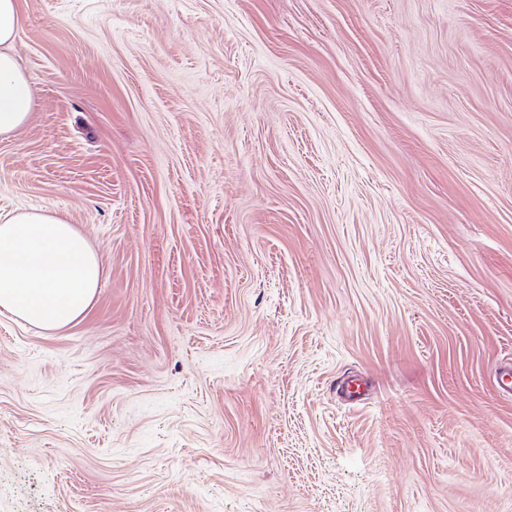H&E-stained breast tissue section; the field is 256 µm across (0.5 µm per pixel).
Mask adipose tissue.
Segmentation results:
<instances>
[{"label":"adipose tissue","instance_id":"ef3b65f1","mask_svg":"<svg viewBox=\"0 0 512 512\" xmlns=\"http://www.w3.org/2000/svg\"><path fill=\"white\" fill-rule=\"evenodd\" d=\"M19 0H0V136L30 118L34 93L12 51L22 27ZM96 252L84 235L40 209L0 216V312L46 330L79 321L100 284Z\"/></svg>","mask_w":512,"mask_h":512}]
</instances>
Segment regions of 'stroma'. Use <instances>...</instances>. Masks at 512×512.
I'll use <instances>...</instances> for the list:
<instances>
[{
  "label": "stroma",
  "mask_w": 512,
  "mask_h": 512,
  "mask_svg": "<svg viewBox=\"0 0 512 512\" xmlns=\"http://www.w3.org/2000/svg\"><path fill=\"white\" fill-rule=\"evenodd\" d=\"M20 7L0 214L102 276L0 314V512H512V0Z\"/></svg>",
  "instance_id": "stroma-1"
}]
</instances>
